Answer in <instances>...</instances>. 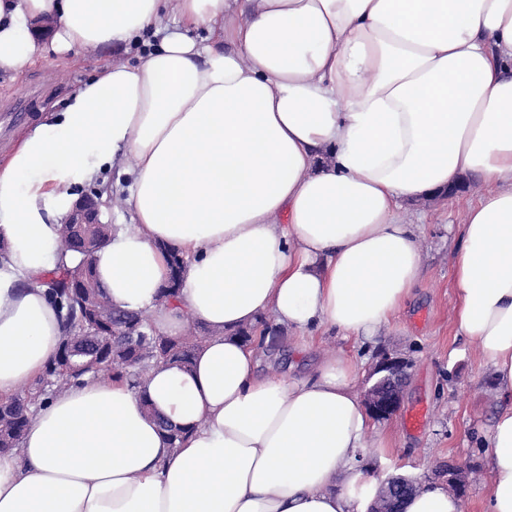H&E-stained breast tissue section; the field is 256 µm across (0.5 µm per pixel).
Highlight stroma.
I'll use <instances>...</instances> for the list:
<instances>
[{
    "label": "stroma",
    "instance_id": "1",
    "mask_svg": "<svg viewBox=\"0 0 512 512\" xmlns=\"http://www.w3.org/2000/svg\"><path fill=\"white\" fill-rule=\"evenodd\" d=\"M111 58L108 49L74 54L51 51L16 73H0V113L22 96L27 99L28 112L26 118L11 124L0 122V159L13 150L25 130L37 124L43 108L63 106L80 83ZM480 191L468 178L453 195L405 209L404 218L421 227L425 276L389 326L370 340L329 333L315 341L319 349L343 353L355 361L359 389L382 353H395L409 361L410 379L400 410L389 419L373 422L369 433L373 440L387 437L389 445L364 448L362 457L370 475L380 482L397 474L429 482L439 462H467L463 512H487L491 482L487 437L505 404L476 345L455 336L453 327L458 294L449 253L455 244L454 231ZM419 408L425 411L421 428L408 427V416Z\"/></svg>",
    "mask_w": 512,
    "mask_h": 512
}]
</instances>
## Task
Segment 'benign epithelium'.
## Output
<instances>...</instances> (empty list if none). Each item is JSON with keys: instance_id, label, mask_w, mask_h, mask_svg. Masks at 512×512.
I'll return each instance as SVG.
<instances>
[{"instance_id": "benign-epithelium-1", "label": "benign epithelium", "mask_w": 512, "mask_h": 512, "mask_svg": "<svg viewBox=\"0 0 512 512\" xmlns=\"http://www.w3.org/2000/svg\"><path fill=\"white\" fill-rule=\"evenodd\" d=\"M99 203L91 196L82 197L67 218L68 224L98 223ZM410 375V363L405 359L383 355L374 365L369 377L375 378L372 385L363 393L362 401L372 418L384 420L394 415L403 400L405 383ZM468 464L457 460L440 463L435 468V475L445 478L448 489L456 494L464 492L465 474ZM417 481L406 477H392L384 482L368 512H398L397 495L402 491H411Z\"/></svg>"}]
</instances>
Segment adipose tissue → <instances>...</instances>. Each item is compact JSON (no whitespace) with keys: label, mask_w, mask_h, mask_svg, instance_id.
<instances>
[{"label":"adipose tissue","mask_w":512,"mask_h":512,"mask_svg":"<svg viewBox=\"0 0 512 512\" xmlns=\"http://www.w3.org/2000/svg\"><path fill=\"white\" fill-rule=\"evenodd\" d=\"M152 34L0 162V400L65 336L45 276L71 265L59 228L108 167L130 169L131 221L94 254L102 288L160 334L193 319L208 336L142 391L87 379L39 403L0 455V512H362L377 483L357 464L369 421L354 363L265 372L235 332L268 318L302 355L326 332L374 335L424 275L402 211L465 176L484 191L449 254L453 324L506 401L489 509L512 512V0H0V72ZM174 250L187 264L167 305ZM163 419L187 428L180 447ZM404 512L462 506L425 483Z\"/></svg>","instance_id":"obj_1"}]
</instances>
